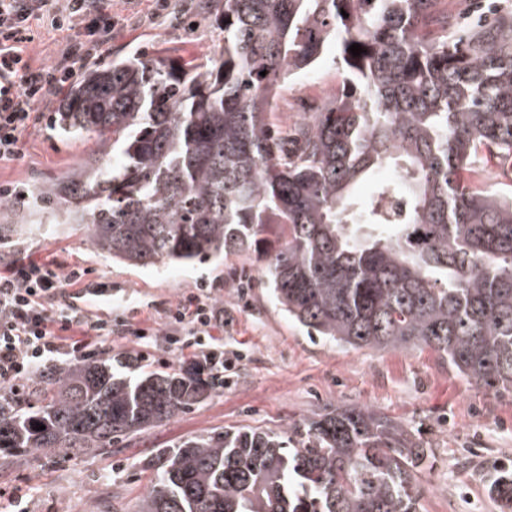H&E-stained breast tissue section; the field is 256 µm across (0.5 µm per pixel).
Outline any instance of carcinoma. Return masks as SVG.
<instances>
[{"instance_id": "carcinoma-1", "label": "carcinoma", "mask_w": 512, "mask_h": 512, "mask_svg": "<svg viewBox=\"0 0 512 512\" xmlns=\"http://www.w3.org/2000/svg\"><path fill=\"white\" fill-rule=\"evenodd\" d=\"M441 2L224 0L219 56H128L72 84L56 126L96 135L120 163L87 162L11 209L75 224L132 266L261 252L262 287L308 335L428 348L487 391L511 389L512 195L465 174L512 160V14L461 34ZM332 43L342 89L278 129L273 98ZM389 165L403 215L385 205L387 181L355 196ZM212 392L98 355L53 364L0 386V459L108 455ZM430 458L401 421L331 407L285 432L229 427L159 452L136 512H422ZM486 486L512 509V465Z\"/></svg>"}]
</instances>
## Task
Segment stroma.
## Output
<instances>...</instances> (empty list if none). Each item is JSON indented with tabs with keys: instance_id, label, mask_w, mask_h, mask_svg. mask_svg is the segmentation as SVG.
Instances as JSON below:
<instances>
[{
	"instance_id": "obj_1",
	"label": "stroma",
	"mask_w": 512,
	"mask_h": 512,
	"mask_svg": "<svg viewBox=\"0 0 512 512\" xmlns=\"http://www.w3.org/2000/svg\"><path fill=\"white\" fill-rule=\"evenodd\" d=\"M217 0H114L112 38L97 65L131 53L201 61L219 53L224 33L214 23ZM327 51L322 63L281 91L273 120L288 127L337 92L344 76ZM58 97L36 103L40 120L22 138V152L0 161V187L32 195L97 154L94 135L65 136L55 126ZM80 269L86 286L112 289L119 315L153 326L159 312L200 284L224 309L220 341L233 359L229 382L208 401L114 445L111 454L49 458L32 454L0 466V512H134L147 491V464L180 441L225 427L273 431L327 407L364 404L419 432L433 452L421 474L423 512H501L485 490L492 466L512 464V391L493 394L449 372L435 353L349 350L310 340L275 307L258 282L263 257H212L190 267L144 269L111 260L68 224H24L0 245V264L21 255ZM251 282L240 300L238 277Z\"/></svg>"
}]
</instances>
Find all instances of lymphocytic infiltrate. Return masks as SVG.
Wrapping results in <instances>:
<instances>
[{
	"label": "lymphocytic infiltrate",
	"instance_id": "lymphocytic-infiltrate-1",
	"mask_svg": "<svg viewBox=\"0 0 512 512\" xmlns=\"http://www.w3.org/2000/svg\"><path fill=\"white\" fill-rule=\"evenodd\" d=\"M112 0H0V160L21 152L23 133L37 117L35 103L63 87L76 63L88 61L112 36ZM68 31L63 55L49 65H34L28 46L39 31ZM81 270L61 273L51 261L14 259L0 271V385L19 386L63 355L131 338L149 349L160 328L181 330L185 346L201 359L220 365L222 355L205 340L224 323V310L206 288L162 311V327H133L123 319L73 305L71 285Z\"/></svg>",
	"mask_w": 512,
	"mask_h": 512
}]
</instances>
